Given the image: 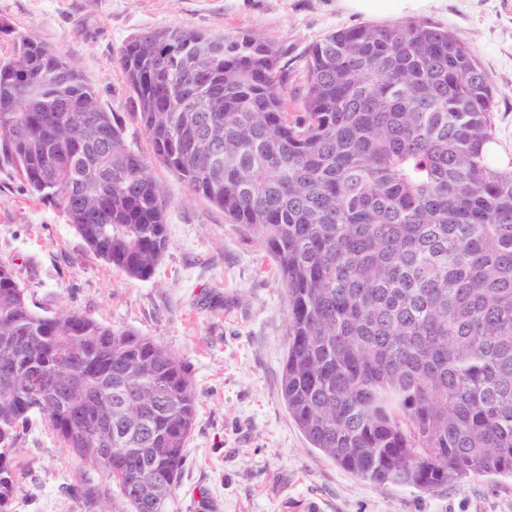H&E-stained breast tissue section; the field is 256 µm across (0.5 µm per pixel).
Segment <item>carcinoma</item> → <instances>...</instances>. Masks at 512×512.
Wrapping results in <instances>:
<instances>
[{"label":"carcinoma","instance_id":"1","mask_svg":"<svg viewBox=\"0 0 512 512\" xmlns=\"http://www.w3.org/2000/svg\"><path fill=\"white\" fill-rule=\"evenodd\" d=\"M282 55L252 32L161 27L125 41L117 63L148 157L61 53L18 34L0 58V167L143 281L168 248L158 160L277 265L281 397L312 447L424 492L512 477V163L489 154L498 90L450 30L372 23L311 46L293 114ZM2 351L16 381L0 385V512L19 487L9 453L32 417L28 388L134 512H160L196 418L186 365L134 330L37 312L0 263Z\"/></svg>","mask_w":512,"mask_h":512}]
</instances>
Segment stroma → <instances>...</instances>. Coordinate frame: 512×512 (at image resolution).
<instances>
[{
  "mask_svg": "<svg viewBox=\"0 0 512 512\" xmlns=\"http://www.w3.org/2000/svg\"><path fill=\"white\" fill-rule=\"evenodd\" d=\"M409 20L450 29L474 50L499 91L495 138L512 162V0H430ZM391 12L344 0H0V56L12 33L60 51L121 116L127 146L148 152L115 61L131 36L184 26L211 35L249 31L283 49L289 111L305 92L308 49L340 28L392 23ZM170 200L169 246L152 278L128 279L92 255L54 205L0 167V263L36 311H77L151 337L187 364L198 412L167 512H512V478L472 477L432 492L361 478L312 448L281 398L288 292L267 251L160 163ZM19 488L11 512H132L101 469L66 448L41 418L12 452Z\"/></svg>",
  "mask_w": 512,
  "mask_h": 512,
  "instance_id": "35a3bbf8",
  "label": "stroma"
}]
</instances>
